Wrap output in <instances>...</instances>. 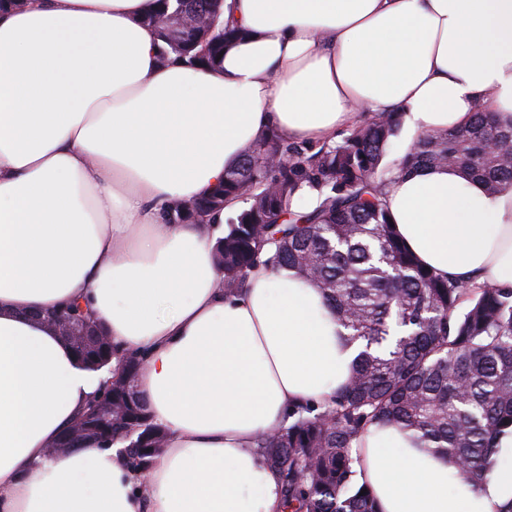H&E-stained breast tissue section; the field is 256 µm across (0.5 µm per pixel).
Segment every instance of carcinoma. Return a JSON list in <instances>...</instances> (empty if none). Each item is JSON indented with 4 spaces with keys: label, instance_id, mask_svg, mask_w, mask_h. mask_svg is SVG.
Instances as JSON below:
<instances>
[{
    "label": "carcinoma",
    "instance_id": "obj_1",
    "mask_svg": "<svg viewBox=\"0 0 512 512\" xmlns=\"http://www.w3.org/2000/svg\"><path fill=\"white\" fill-rule=\"evenodd\" d=\"M158 3L144 23L157 28L166 60L213 67L239 37L222 20L223 0ZM171 14L208 24L175 41L160 23ZM399 129L394 112L333 144L292 142L272 129L225 171L221 189L163 212L167 224H192L245 202L216 246L224 294L241 292L260 264L288 270L316 283L349 340L364 345L329 401L297 407L291 421L255 440L283 483L284 512H379L372 490L356 480L352 455L371 425L413 433L451 458L454 479L471 487L487 479L499 436L512 428V288L444 278L422 265L384 203L394 172L430 166L454 167L490 194L511 190L512 123L479 107L466 125L424 133L387 163ZM306 190L316 192L315 208L292 209ZM112 359V401L124 406L112 420V444L130 446L129 464L143 474L165 433L122 384L141 357L114 346Z\"/></svg>",
    "mask_w": 512,
    "mask_h": 512
}]
</instances>
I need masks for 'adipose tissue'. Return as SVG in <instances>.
<instances>
[{
    "label": "adipose tissue",
    "instance_id": "1",
    "mask_svg": "<svg viewBox=\"0 0 512 512\" xmlns=\"http://www.w3.org/2000/svg\"><path fill=\"white\" fill-rule=\"evenodd\" d=\"M157 0L0 6V512H281L254 444L298 404L329 400L358 354L312 282L264 266L218 288L223 215L167 224L163 208L224 183L269 130L331 142L364 113L407 140L512 122V0H224L240 37L216 67L161 64ZM386 206L446 278L512 288V190L447 166L395 178ZM87 305L123 350L166 433L137 475L117 449L48 450L108 377L33 318ZM480 486L412 434L370 427L358 479L380 512H503L512 430Z\"/></svg>",
    "mask_w": 512,
    "mask_h": 512
}]
</instances>
